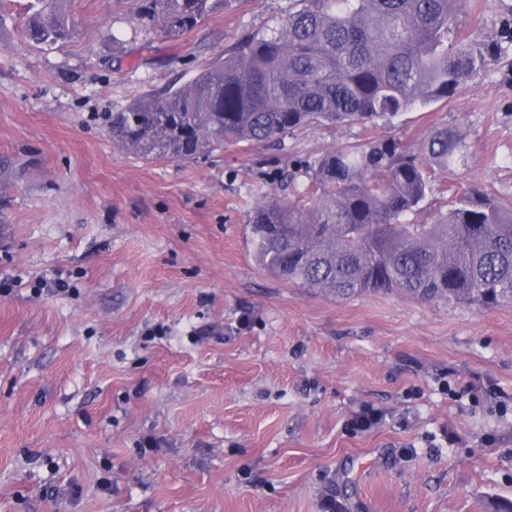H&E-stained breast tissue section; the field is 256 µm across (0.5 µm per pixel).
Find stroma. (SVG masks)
Instances as JSON below:
<instances>
[{
	"mask_svg": "<svg viewBox=\"0 0 512 512\" xmlns=\"http://www.w3.org/2000/svg\"><path fill=\"white\" fill-rule=\"evenodd\" d=\"M495 40L512 0H480ZM134 0H74L76 37L0 30V512H482L512 498V305L327 297L257 265L248 209L291 161L458 127L435 188L512 194V54L388 126L316 127L200 163L113 145L103 117L184 84L288 0L184 40ZM123 51L121 70L109 64Z\"/></svg>",
	"mask_w": 512,
	"mask_h": 512,
	"instance_id": "stroma-1",
	"label": "stroma"
}]
</instances>
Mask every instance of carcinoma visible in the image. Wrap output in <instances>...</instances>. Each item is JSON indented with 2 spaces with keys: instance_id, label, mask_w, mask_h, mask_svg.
<instances>
[{
  "instance_id": "carcinoma-1",
  "label": "carcinoma",
  "mask_w": 512,
  "mask_h": 512,
  "mask_svg": "<svg viewBox=\"0 0 512 512\" xmlns=\"http://www.w3.org/2000/svg\"><path fill=\"white\" fill-rule=\"evenodd\" d=\"M72 0H27L22 33L46 50L75 38ZM172 40L245 0H136ZM272 29L236 40L224 62L104 118L112 143L146 159L205 160L226 145L308 127L389 125L450 100L484 71L489 47L460 36L470 0H290ZM454 127L422 140L375 138L298 159L288 194L258 188L250 246L277 277L327 296L396 293L425 303H512V195L471 188L429 223L430 170L464 166Z\"/></svg>"
}]
</instances>
